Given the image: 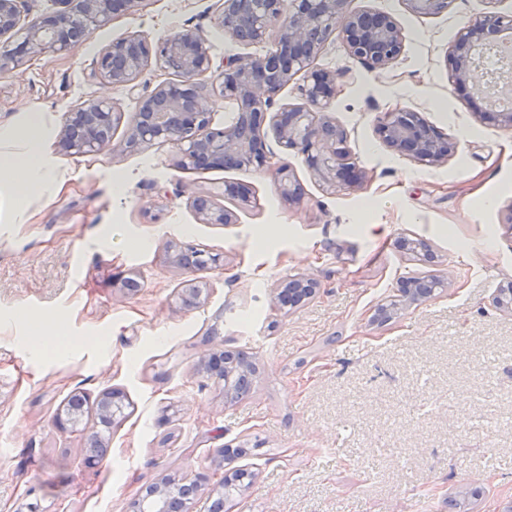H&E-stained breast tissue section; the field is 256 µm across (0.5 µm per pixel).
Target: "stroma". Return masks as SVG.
Masks as SVG:
<instances>
[{
    "instance_id": "1",
    "label": "stroma",
    "mask_w": 512,
    "mask_h": 512,
    "mask_svg": "<svg viewBox=\"0 0 512 512\" xmlns=\"http://www.w3.org/2000/svg\"><path fill=\"white\" fill-rule=\"evenodd\" d=\"M350 6L392 14L408 35L379 73L334 37L313 61L339 76L327 114L365 173L353 190H326L272 137L267 170H183L162 142L122 150L141 96L169 75L151 66L137 90L102 87L94 60L112 39L199 27L218 69L273 48L224 35L215 0H144L83 43L0 76V135L21 139L24 105L44 107V158L64 179L24 200L27 223L0 213V512H129L161 478L200 476L209 488L228 468L255 474L234 512H448L462 497L468 512L512 506V313L491 302L512 280V131L479 119L483 101L453 88L446 62L467 19L512 0H454L434 16L402 0ZM103 95L123 114L113 149L62 152L67 112ZM395 108L423 113L457 151L435 166L392 152L375 125ZM281 164L300 203L277 190L271 169ZM228 183L246 186L250 203L236 223H200L190 194L220 200ZM272 226L274 244L257 246ZM402 237L427 241L443 286L380 325L377 306L426 272L397 249ZM173 244L219 258L199 307L173 302L190 277L165 263ZM301 273L320 288L284 312L273 290ZM128 276L140 283L131 296ZM48 327L88 342L32 356L27 336ZM222 348L257 367L230 405L223 381L197 370L205 350ZM108 388L130 408L89 464L86 433L59 429L54 416L71 394ZM228 446L248 453L223 460Z\"/></svg>"
}]
</instances>
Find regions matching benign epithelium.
Wrapping results in <instances>:
<instances>
[{
	"mask_svg": "<svg viewBox=\"0 0 512 512\" xmlns=\"http://www.w3.org/2000/svg\"><path fill=\"white\" fill-rule=\"evenodd\" d=\"M53 9L33 15L28 0H0V75L18 68L25 59L67 50L106 26L116 14L130 11L145 0H51ZM407 9L424 15L448 11L453 0H403ZM217 21L224 34L240 43H261L276 34L275 48L257 58L233 57L203 90L201 78L212 73L208 39L195 28H182L155 42L139 33L113 40L98 53L93 77L105 87L135 89L150 67L167 71L176 79L157 85L142 97L136 120L128 131L126 147L145 149L157 141L178 150L182 169L268 167L264 113L293 77L306 71L300 87L301 102L279 108L272 117L277 143L304 157L307 166L330 190L351 188L362 181V171L347 147V133L326 115L337 88L336 75L309 70L312 60L331 35L346 46L348 54L370 70H382L400 56L405 35L390 14L353 10L349 0H217ZM512 30V11L488 12L469 19L449 53L455 89L465 86L488 97L485 71L471 57L479 45L491 43ZM235 104L237 118L228 126L212 122L213 98ZM122 113L106 97L87 99L67 113L58 144L69 154L101 153L111 148ZM376 132L394 152L422 165L443 162L457 150L455 142L439 132L419 112L394 109L379 117ZM274 179L283 199L300 197L294 174L286 165L276 168ZM203 224H233L235 212L212 198L191 195ZM398 248L415 262L427 263L429 247L421 238L403 237ZM288 306L298 307L316 295L318 283L302 274L291 279ZM427 280L399 284L402 301L415 303L428 297ZM206 281L194 277L178 294L184 306L202 298ZM495 307L512 310V282L496 289ZM114 389L104 390L99 415L114 419L123 414Z\"/></svg>",
	"mask_w": 512,
	"mask_h": 512,
	"instance_id": "benign-epithelium-1",
	"label": "benign epithelium"
}]
</instances>
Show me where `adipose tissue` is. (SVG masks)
Instances as JSON below:
<instances>
[{
	"instance_id": "1",
	"label": "adipose tissue",
	"mask_w": 512,
	"mask_h": 512,
	"mask_svg": "<svg viewBox=\"0 0 512 512\" xmlns=\"http://www.w3.org/2000/svg\"><path fill=\"white\" fill-rule=\"evenodd\" d=\"M45 123V113L32 109L29 132L19 142L0 141V193H7L13 203L14 223H24L26 211L21 198L44 193L58 181V173L44 160L38 130Z\"/></svg>"
}]
</instances>
